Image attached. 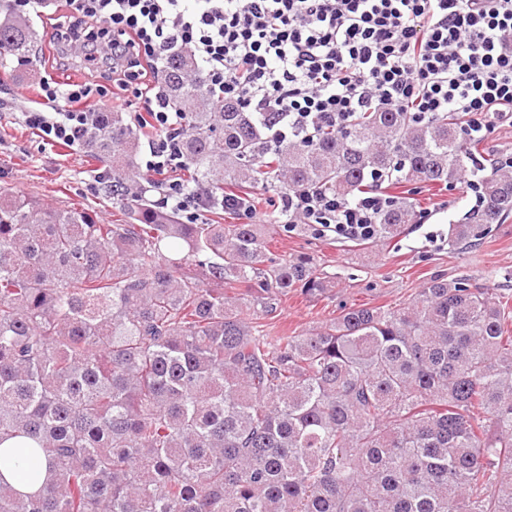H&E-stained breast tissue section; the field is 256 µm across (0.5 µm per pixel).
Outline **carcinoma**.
<instances>
[{
    "instance_id": "carcinoma-1",
    "label": "carcinoma",
    "mask_w": 512,
    "mask_h": 512,
    "mask_svg": "<svg viewBox=\"0 0 512 512\" xmlns=\"http://www.w3.org/2000/svg\"><path fill=\"white\" fill-rule=\"evenodd\" d=\"M37 34L4 8L0 53ZM191 179L218 199L280 183L341 199L384 182L447 185L475 153L464 117L375 108L301 145L207 88L192 51L165 65ZM89 139L112 200L139 148L112 112ZM482 205L448 244L512 214V172L482 164ZM127 224L0 193V512H512V297L435 277L405 306H345L272 342L224 287L311 298L307 258L265 260L263 224H189L158 204ZM414 223L398 203L376 237ZM268 262L266 269L258 264Z\"/></svg>"
}]
</instances>
